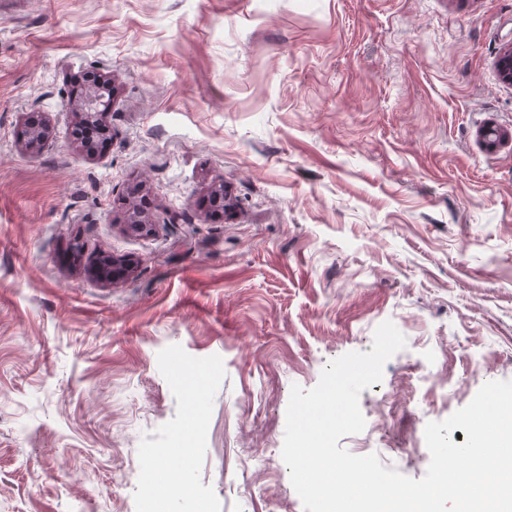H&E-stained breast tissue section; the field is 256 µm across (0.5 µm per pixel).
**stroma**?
Listing matches in <instances>:
<instances>
[{"mask_svg":"<svg viewBox=\"0 0 512 512\" xmlns=\"http://www.w3.org/2000/svg\"><path fill=\"white\" fill-rule=\"evenodd\" d=\"M509 43L512 0H0V512H144L192 372L164 512H304L291 387L386 321L406 346L339 444L422 478L426 424L512 380ZM85 73L102 151L72 139ZM111 92V96H110ZM112 104V88L110 82L102 80L91 86L85 93L82 100V109L80 112L88 123H94L105 126L107 111ZM131 271V266L110 257H102L94 266L95 275L99 279L109 282L122 279Z\"/></svg>","mask_w":512,"mask_h":512,"instance_id":"1","label":"stroma"}]
</instances>
